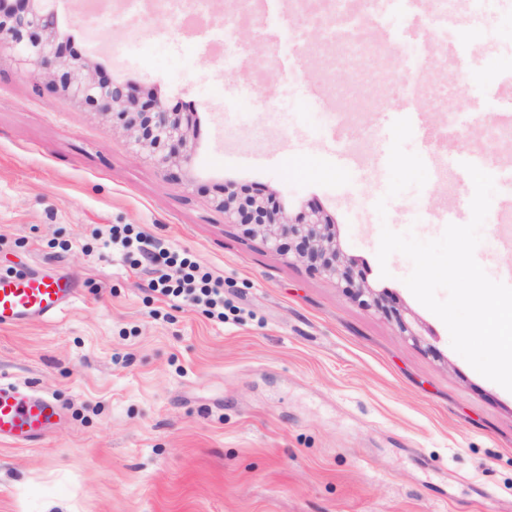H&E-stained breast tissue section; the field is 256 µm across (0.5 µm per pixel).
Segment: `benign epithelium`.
I'll return each instance as SVG.
<instances>
[{"label":"benign epithelium","mask_w":512,"mask_h":512,"mask_svg":"<svg viewBox=\"0 0 512 512\" xmlns=\"http://www.w3.org/2000/svg\"><path fill=\"white\" fill-rule=\"evenodd\" d=\"M55 2L17 0L6 8L0 0V45H8L17 60L37 70L53 90L110 118L171 177H177L192 163L194 113L173 111L159 97L145 100L130 85L103 76L100 64L68 54L58 39ZM218 206L227 223L261 238L271 252L289 254L356 298H367L365 304L383 308L382 297L356 273L355 260L340 249L319 208L310 206L292 216L272 196L234 185L224 188Z\"/></svg>","instance_id":"1"}]
</instances>
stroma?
I'll return each instance as SVG.
<instances>
[{
  "mask_svg": "<svg viewBox=\"0 0 512 512\" xmlns=\"http://www.w3.org/2000/svg\"><path fill=\"white\" fill-rule=\"evenodd\" d=\"M56 10L60 39L77 38L114 81L194 104L197 135L171 180L107 117L0 51V274L64 276L78 290L54 320L0 327V379L66 409L34 445L0 443V512H512V392L452 348L403 282L411 262L391 255L385 278L376 256L382 227L433 239L444 227L431 215L448 206L470 221L473 183L454 158L481 157L491 174L512 166V146L459 131L422 189L376 212L389 172L373 160L403 116L401 48L414 38L434 48L432 24L415 37L396 19L391 50L368 57L379 81L358 92L366 108L342 118L359 172L336 180L321 176L327 110L302 91L330 98L347 74L323 65L317 30L292 66L287 0L264 6L265 35L240 29L245 80L165 13L119 4L90 32L81 0ZM449 40L499 52L454 72L424 57L419 83L450 78L461 111L512 114V32L488 14ZM259 92L274 111L257 109ZM229 184L292 214L317 204L385 310L225 223L217 200ZM499 214L491 206L475 251L495 280L512 266V222ZM112 224L192 252L223 280L233 313L219 322L157 299L149 274L95 236ZM400 317L416 336L400 334Z\"/></svg>",
  "mask_w": 512,
  "mask_h": 512,
  "instance_id": "obj_1",
  "label": "stroma"
}]
</instances>
